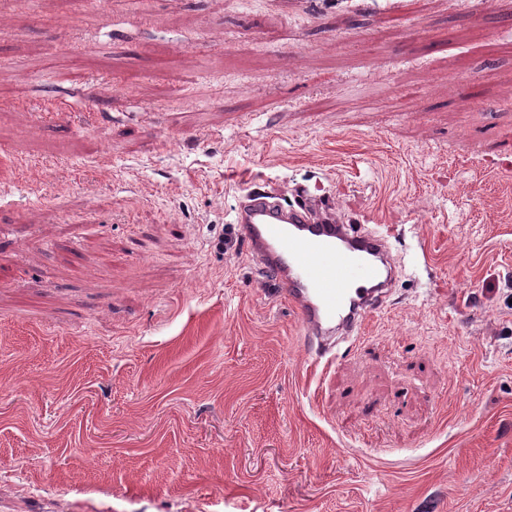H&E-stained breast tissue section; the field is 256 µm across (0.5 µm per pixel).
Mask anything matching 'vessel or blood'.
Here are the masks:
<instances>
[{
    "label": "vessel or blood",
    "instance_id": "b4317fda",
    "mask_svg": "<svg viewBox=\"0 0 512 512\" xmlns=\"http://www.w3.org/2000/svg\"><path fill=\"white\" fill-rule=\"evenodd\" d=\"M231 222L295 312L314 363L332 360L387 306L401 267L388 235L337 220L329 201L307 188H296L290 203L275 185L253 188Z\"/></svg>",
    "mask_w": 512,
    "mask_h": 512
}]
</instances>
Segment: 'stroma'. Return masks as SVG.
Returning a JSON list of instances; mask_svg holds the SVG:
<instances>
[{"instance_id": "1", "label": "stroma", "mask_w": 512, "mask_h": 512, "mask_svg": "<svg viewBox=\"0 0 512 512\" xmlns=\"http://www.w3.org/2000/svg\"><path fill=\"white\" fill-rule=\"evenodd\" d=\"M495 40L512 0L0 4V512H512ZM267 182L403 264L324 368L230 222Z\"/></svg>"}]
</instances>
